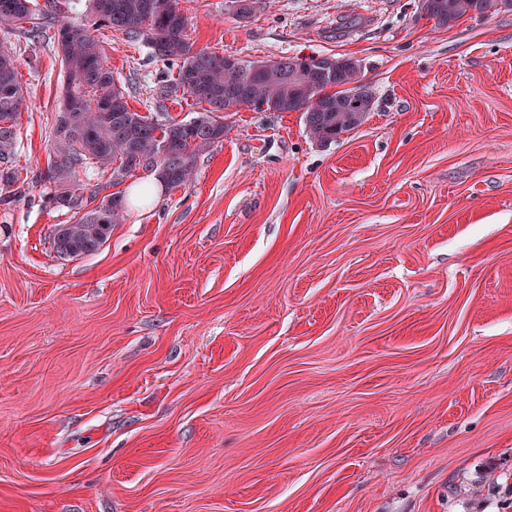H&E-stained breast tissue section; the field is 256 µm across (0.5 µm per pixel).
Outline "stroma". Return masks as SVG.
<instances>
[{
  "mask_svg": "<svg viewBox=\"0 0 512 512\" xmlns=\"http://www.w3.org/2000/svg\"><path fill=\"white\" fill-rule=\"evenodd\" d=\"M186 7L198 49L359 60L372 110L327 146L298 112L225 114L194 180L92 254L55 253L50 185L0 203V512H512V8ZM66 15L130 108L194 118L147 45ZM1 44L9 163L40 172L60 60ZM426 1L427 18L434 21L435 24L445 26L459 21L467 15L488 16L496 13L498 10L489 13V10L511 6L509 0H423ZM15 53L11 48L0 47V159L10 157L16 140L15 122L25 101L17 78ZM4 125V124H3Z\"/></svg>",
  "mask_w": 512,
  "mask_h": 512,
  "instance_id": "1",
  "label": "stroma"
}]
</instances>
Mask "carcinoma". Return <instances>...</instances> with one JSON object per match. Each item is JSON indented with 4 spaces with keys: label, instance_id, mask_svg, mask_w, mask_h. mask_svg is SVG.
<instances>
[{
    "label": "carcinoma",
    "instance_id": "1",
    "mask_svg": "<svg viewBox=\"0 0 512 512\" xmlns=\"http://www.w3.org/2000/svg\"><path fill=\"white\" fill-rule=\"evenodd\" d=\"M492 0H426V14L445 26L467 15L487 16ZM99 27L123 33L146 44L155 57L176 69L161 80V93L178 91L193 98L201 111L183 122H159L129 108L123 86L105 64L99 39L72 23L57 24L59 0H0V26L21 31L34 41L56 48L63 83L70 101L59 108L50 144L53 161L39 179L54 184L48 202L72 211L61 235L52 234L55 252L87 250L97 234L112 230L123 218L124 199L105 195L92 208L100 190L89 199L78 193L72 178L76 169L92 170L118 186L137 169L154 171L168 188L189 184L196 158L224 138V114L243 107L256 112H300L306 136L320 145L334 143L358 128L371 112L373 93L363 83L359 61L345 57L339 64L326 56H282L272 61L283 79L269 82L262 61L238 60L226 70L217 60L224 55L196 49L188 37L189 17L181 0H91ZM25 101L17 78L15 52L0 47V159L10 157L16 140L15 122ZM21 170L0 169V185H25Z\"/></svg>",
    "mask_w": 512,
    "mask_h": 512
}]
</instances>
